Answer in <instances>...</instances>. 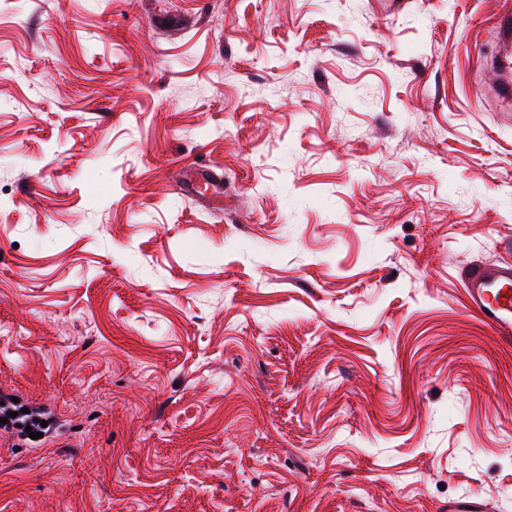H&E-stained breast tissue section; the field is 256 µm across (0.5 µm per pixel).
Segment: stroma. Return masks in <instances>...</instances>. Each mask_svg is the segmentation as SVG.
<instances>
[{
	"label": "stroma",
	"instance_id": "35a3bbf8",
	"mask_svg": "<svg viewBox=\"0 0 512 512\" xmlns=\"http://www.w3.org/2000/svg\"><path fill=\"white\" fill-rule=\"evenodd\" d=\"M510 17L0 0V512H512ZM473 311L498 336L512 340V264L476 266L465 276ZM10 412H18V417L22 424H24L26 427L31 426L32 430L31 432H45V430L42 429L41 421H43L42 415L43 410H32L29 409L28 413H23L20 415L19 408L17 406V403H15L12 400V397L9 396H2L0 399V420L4 419L6 417L13 418L9 416Z\"/></svg>",
	"mask_w": 512,
	"mask_h": 512
}]
</instances>
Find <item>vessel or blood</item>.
I'll use <instances>...</instances> for the list:
<instances>
[{
  "label": "vessel or blood",
  "instance_id": "vessel-or-blood-1",
  "mask_svg": "<svg viewBox=\"0 0 512 512\" xmlns=\"http://www.w3.org/2000/svg\"><path fill=\"white\" fill-rule=\"evenodd\" d=\"M473 311L498 336L512 340V264L477 266L465 277Z\"/></svg>",
  "mask_w": 512,
  "mask_h": 512
}]
</instances>
